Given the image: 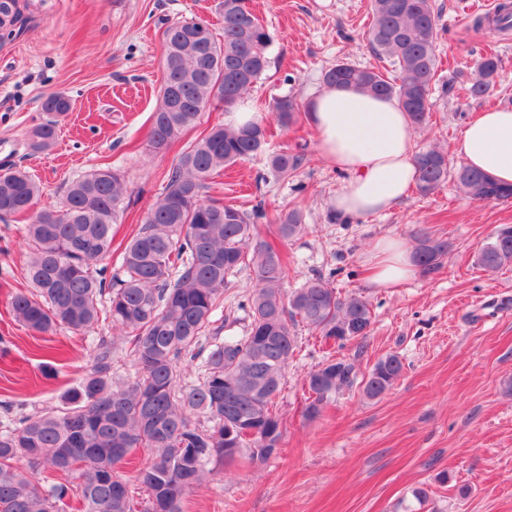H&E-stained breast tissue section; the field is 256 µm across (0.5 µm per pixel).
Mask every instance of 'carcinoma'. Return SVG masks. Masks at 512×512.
<instances>
[{
	"label": "carcinoma",
	"mask_w": 512,
	"mask_h": 512,
	"mask_svg": "<svg viewBox=\"0 0 512 512\" xmlns=\"http://www.w3.org/2000/svg\"><path fill=\"white\" fill-rule=\"evenodd\" d=\"M224 36L217 41L203 20L170 23L164 31L163 83L152 116L148 143L168 150L182 132L213 105L233 107L269 66L271 36L250 0H221ZM368 45L388 60L394 76L361 69L346 59L323 74L327 87H353L394 98L415 126L425 124L436 86L448 95L453 82L439 83L438 16L432 0H370ZM512 33V0H500L493 16L477 15L473 27ZM501 60L479 55L467 86L468 97L483 101L498 85ZM72 108L57 92L42 103L53 119L33 126L26 149L50 150L57 118ZM271 112L287 127L300 106L288 95L273 100ZM263 158L270 171L294 173L304 160L298 149L273 151L263 118L239 127L219 124L189 145L169 170L160 198L144 226L124 248L122 261L106 278L112 258V225L128 191L110 167L71 181L62 206L39 211L21 232L31 251L26 276L32 293L19 290L10 300L12 315L30 331L46 334L66 328L85 334L100 316L112 321V340L95 347L90 366L61 397V407L23 415L0 432V512H182L186 495L203 484L213 461L230 464L244 453L255 457L261 439L282 440L276 399L285 371L298 348L301 323L325 342L343 349L364 339L372 325L371 303L342 296L322 276L288 290L281 250L258 239L265 210H244L205 197L213 175L238 162ZM415 187L428 195L448 179V156L438 147L416 152ZM456 181L473 200L512 198V188L465 165ZM40 185L18 167L0 169V217L30 211ZM277 237L286 242L304 231L300 211L276 218ZM448 243L427 233L416 237L413 259L426 274L438 271ZM478 265L495 273L512 266V226L495 230L478 253ZM254 271L255 289L238 302L247 325L242 336H218L213 314L230 288L231 277ZM127 347L135 378H112L114 341ZM203 359L204 375L183 383L179 367ZM394 354L379 359L363 378L346 357L329 359L306 378L304 415L311 419L343 388L362 387L369 398L389 391L403 373ZM204 416L211 426H199ZM137 448L150 452L134 481L145 492L136 509L121 465ZM27 461L43 473V484L20 466Z\"/></svg>",
	"instance_id": "1"
}]
</instances>
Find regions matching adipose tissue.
Returning a JSON list of instances; mask_svg holds the SVG:
<instances>
[{"label":"adipose tissue","mask_w":512,"mask_h":512,"mask_svg":"<svg viewBox=\"0 0 512 512\" xmlns=\"http://www.w3.org/2000/svg\"><path fill=\"white\" fill-rule=\"evenodd\" d=\"M316 151L327 166L347 179L330 207L340 219H365L394 208L415 182L413 140L408 116L392 98H375L354 88H326L308 106ZM466 166L498 183L512 184V109L478 112L456 146ZM417 273L407 242H378L367 282L394 288Z\"/></svg>","instance_id":"obj_1"}]
</instances>
